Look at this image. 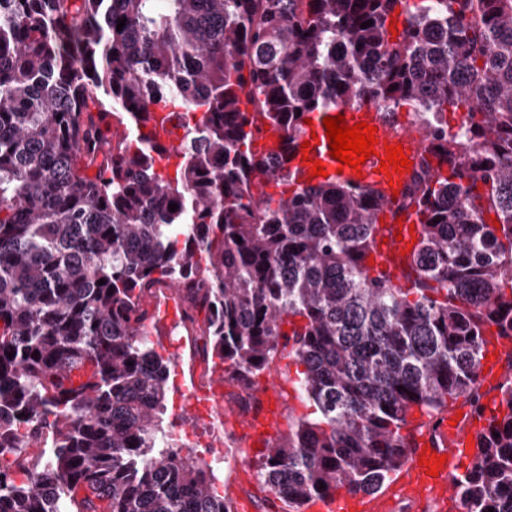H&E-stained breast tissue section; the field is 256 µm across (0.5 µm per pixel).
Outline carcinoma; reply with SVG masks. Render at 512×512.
I'll return each instance as SVG.
<instances>
[{"label": "carcinoma", "instance_id": "obj_1", "mask_svg": "<svg viewBox=\"0 0 512 512\" xmlns=\"http://www.w3.org/2000/svg\"><path fill=\"white\" fill-rule=\"evenodd\" d=\"M364 105L410 107L448 165L396 205L420 217L406 288L366 268L377 195L253 150ZM156 110L184 130L172 173ZM168 283L243 413L298 366L313 412L259 463L272 508L376 494L411 411L461 399L485 426L455 500L512 512V380L488 411L478 374L489 329L512 341V0H0V512H234L162 426L174 359L142 299Z\"/></svg>", "mask_w": 512, "mask_h": 512}]
</instances>
